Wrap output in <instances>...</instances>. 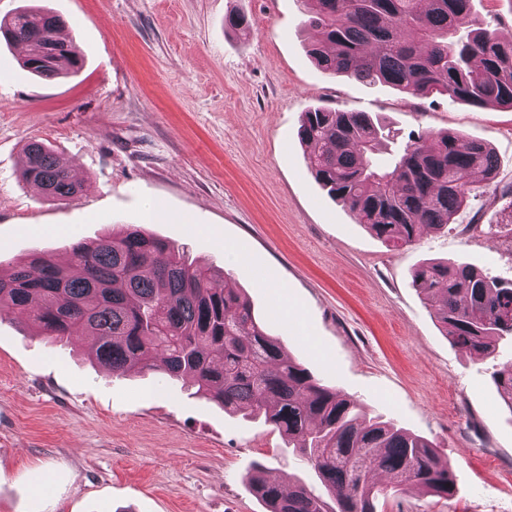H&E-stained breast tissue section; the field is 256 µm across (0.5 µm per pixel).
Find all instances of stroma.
<instances>
[{"instance_id":"35a3bbf8","label":"stroma","mask_w":512,"mask_h":512,"mask_svg":"<svg viewBox=\"0 0 512 512\" xmlns=\"http://www.w3.org/2000/svg\"><path fill=\"white\" fill-rule=\"evenodd\" d=\"M39 4L83 67L40 78L0 44V265L35 251L63 263L72 242L141 225L231 271L315 378L451 464L450 499L412 490L378 512H512V413L492 378L512 337L493 359L452 346L409 274L448 259L512 278V111L321 71L298 0ZM235 14L244 30L227 25ZM317 106L368 113L385 160L427 132L485 141L495 182L447 228L389 246L309 170L298 127ZM33 140L73 167L81 194L58 202L21 181ZM259 463L318 484L263 419L158 368L113 376L85 339L52 344L0 311V512H266L246 480Z\"/></svg>"}]
</instances>
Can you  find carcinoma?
I'll list each match as a JSON object with an SVG mask.
<instances>
[{
  "instance_id": "cac0c4a2",
  "label": "carcinoma",
  "mask_w": 512,
  "mask_h": 512,
  "mask_svg": "<svg viewBox=\"0 0 512 512\" xmlns=\"http://www.w3.org/2000/svg\"><path fill=\"white\" fill-rule=\"evenodd\" d=\"M302 23L315 30V65L366 84L415 97L442 95L476 107L512 110V41L473 27L472 0H300ZM53 12L29 7L0 20V40L25 47L23 66L52 78L83 66L59 36ZM298 136L306 163L327 194L377 238L414 243L421 229L441 230L490 188L497 158L485 143L459 133H425L390 165L376 157L382 129L366 112L313 107ZM25 183L58 201L77 197L83 182L47 146L25 147ZM189 260L184 248L133 224L71 245L70 267L35 252L0 273V310L28 318L52 343L91 336L92 357L120 376L162 362L172 378L228 413L264 416L314 469L324 497L300 483L284 489L262 465L248 476L267 512H375L383 495L411 489L450 496L454 475L433 444L394 425L368 419L360 404L314 378L255 317L232 276ZM448 342L482 358L512 335V279L450 262L411 271ZM512 411V360L493 373Z\"/></svg>"
}]
</instances>
